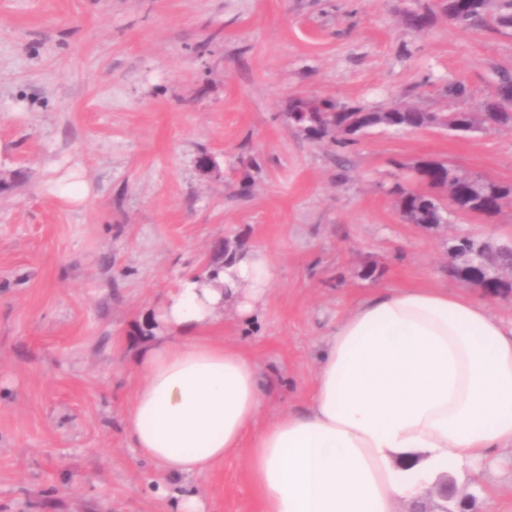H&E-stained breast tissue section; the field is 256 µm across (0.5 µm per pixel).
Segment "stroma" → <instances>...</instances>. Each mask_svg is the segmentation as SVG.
Masks as SVG:
<instances>
[{"label": "stroma", "mask_w": 512, "mask_h": 512, "mask_svg": "<svg viewBox=\"0 0 512 512\" xmlns=\"http://www.w3.org/2000/svg\"><path fill=\"white\" fill-rule=\"evenodd\" d=\"M440 0H0V512H167L121 427L163 295L214 241L265 251L259 313L210 334L301 410L325 338L381 288H445L512 323V294L449 275L491 219L408 223L389 189L441 159L512 181V129H376L343 149L288 121L294 98L450 112L512 70V28L464 30ZM432 10L428 27L406 11ZM214 165L201 170L198 159ZM77 170L74 204L57 181ZM245 450L192 478L207 512H259ZM467 512H512V458L447 473Z\"/></svg>", "instance_id": "stroma-1"}]
</instances>
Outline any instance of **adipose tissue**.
<instances>
[{"mask_svg":"<svg viewBox=\"0 0 512 512\" xmlns=\"http://www.w3.org/2000/svg\"><path fill=\"white\" fill-rule=\"evenodd\" d=\"M272 279L263 251L239 253L217 280L182 279L152 314L122 428L180 482L153 489L175 512H206L190 478L242 447L261 512H396L449 462L479 474L512 450V326L442 288H386L359 303L327 338L307 406L246 438L269 383L207 331L228 308L253 322Z\"/></svg>","mask_w":512,"mask_h":512,"instance_id":"adipose-tissue-1","label":"adipose tissue"}]
</instances>
